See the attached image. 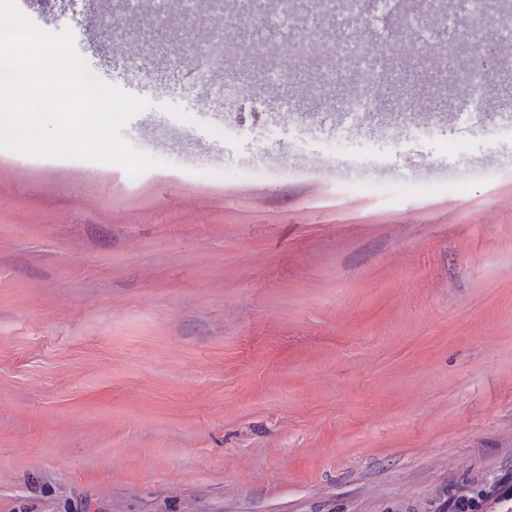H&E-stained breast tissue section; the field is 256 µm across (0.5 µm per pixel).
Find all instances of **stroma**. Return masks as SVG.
<instances>
[{"mask_svg":"<svg viewBox=\"0 0 512 512\" xmlns=\"http://www.w3.org/2000/svg\"><path fill=\"white\" fill-rule=\"evenodd\" d=\"M150 106L157 164L0 148V512H439L512 468V106L364 119L282 69L221 109L87 0H27ZM461 458L465 467L450 466Z\"/></svg>","mask_w":512,"mask_h":512,"instance_id":"1","label":"stroma"}]
</instances>
